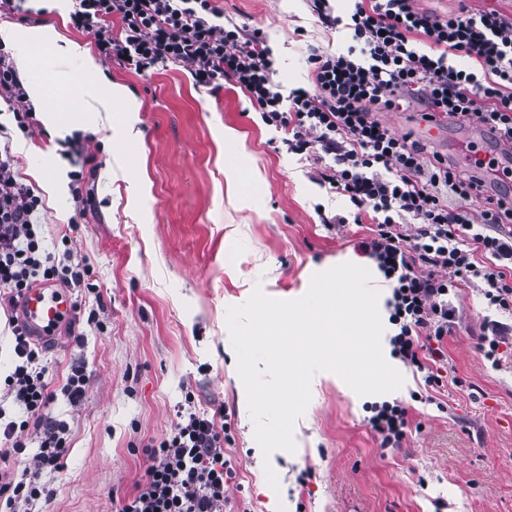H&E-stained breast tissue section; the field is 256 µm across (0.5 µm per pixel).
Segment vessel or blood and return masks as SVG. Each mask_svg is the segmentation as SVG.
<instances>
[{
	"instance_id": "b4317fda",
	"label": "vessel or blood",
	"mask_w": 512,
	"mask_h": 512,
	"mask_svg": "<svg viewBox=\"0 0 512 512\" xmlns=\"http://www.w3.org/2000/svg\"><path fill=\"white\" fill-rule=\"evenodd\" d=\"M20 314L34 338L58 343L72 323L73 302L64 290L36 287L23 296Z\"/></svg>"
}]
</instances>
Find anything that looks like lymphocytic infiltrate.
Masks as SVG:
<instances>
[{
	"instance_id": "1",
	"label": "lymphocytic infiltrate",
	"mask_w": 512,
	"mask_h": 512,
	"mask_svg": "<svg viewBox=\"0 0 512 512\" xmlns=\"http://www.w3.org/2000/svg\"><path fill=\"white\" fill-rule=\"evenodd\" d=\"M318 21L346 25L353 47L313 52L312 90L283 92L269 49L237 24L225 23L214 0H73L71 23L92 34L102 58L146 75L161 62L188 67L197 84L232 83L267 125L287 131L290 150L319 147L333 163L320 175L349 197L352 221L367 223L357 243L391 290L386 301L390 353L442 386L431 364L455 318L456 288L476 286L489 311L478 348L501 366L499 348L512 336V199L485 193V175L512 180L494 153L468 146L466 164L432 153L393 131L379 114L416 99L423 120L463 117L485 128L496 144L512 143V14L461 4L439 17L416 0H350L339 16L332 0H310ZM469 67L459 68L455 59ZM0 98L20 103L13 117L29 131L31 108L13 58L0 49ZM464 201L448 206L449 197ZM481 203L471 213V202ZM42 199L22 182L10 147H0V309L12 310L42 283L85 288V258L45 247L38 215ZM14 368L0 382V512H23L51 499L44 482L60 471L69 450L64 424L50 414L55 394L46 379L42 347L25 323L10 318ZM367 423L381 448L403 447L410 430L401 401L372 403ZM37 450L25 456L28 442ZM226 427L181 410L170 432L143 447L149 464L135 490L113 496L116 512H223L235 469L226 458Z\"/></svg>"
}]
</instances>
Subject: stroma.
Segmentation results:
<instances>
[{"label": "stroma", "mask_w": 512, "mask_h": 512, "mask_svg": "<svg viewBox=\"0 0 512 512\" xmlns=\"http://www.w3.org/2000/svg\"><path fill=\"white\" fill-rule=\"evenodd\" d=\"M225 21L246 27L274 54L284 91L311 89L312 50L346 51L344 28L322 26L308 0H215ZM23 82L44 78L60 94L66 128L35 110L31 134L12 130L24 182L44 208L48 244L71 240L86 257L93 290L71 291L82 313V345L46 349L56 394L53 414L69 427L62 471L46 478L54 495L35 512H113V493L132 492L147 466L143 446L167 433L181 407L222 410L236 469L223 512H512V339L492 367L477 347L485 305L476 287L458 288L455 326L440 362L439 411L411 400L419 372L402 367L395 399L409 402L411 431L389 451L366 422L367 397L341 378L319 373L298 419L295 453L262 459L248 412L236 354L226 327L229 306L254 287L282 300L303 296L315 272L353 255L363 233L347 197L318 182L331 158L296 154L285 133L266 125L239 88L196 85L186 66L165 62L141 76L115 62L96 72L63 63L43 50L20 67ZM124 85L138 112V139L123 114L89 127L88 109L111 84ZM244 140L241 159L224 156V130ZM95 160L92 200H74L70 162ZM349 224L329 230L327 218ZM83 361L86 400L70 406L63 391L72 364ZM193 401H186V393ZM280 481L272 490L265 465Z\"/></svg>", "instance_id": "1"}]
</instances>
